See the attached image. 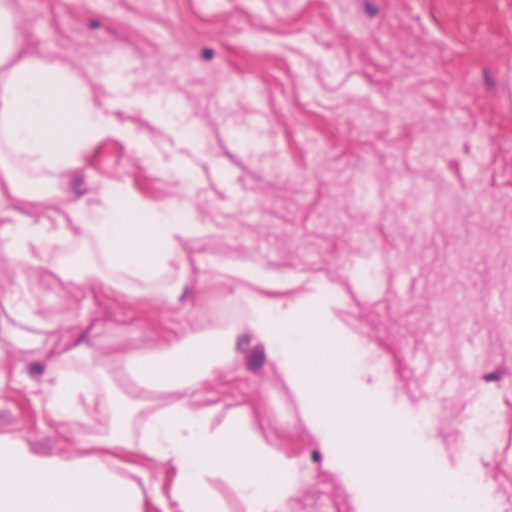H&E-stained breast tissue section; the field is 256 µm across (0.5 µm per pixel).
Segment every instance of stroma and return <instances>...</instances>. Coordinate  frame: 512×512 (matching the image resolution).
Wrapping results in <instances>:
<instances>
[{"label": "stroma", "instance_id": "35a3bbf8", "mask_svg": "<svg viewBox=\"0 0 512 512\" xmlns=\"http://www.w3.org/2000/svg\"><path fill=\"white\" fill-rule=\"evenodd\" d=\"M17 57L50 56L88 83L111 133L88 130L61 196L0 176V226L78 224L118 187L146 214L210 224L185 245L196 304L133 300L105 282L24 284L43 315L89 317L97 349L170 342L216 318L234 357L199 394L216 421L243 415L302 475L289 512H389L353 466H326L308 422L247 332L249 297L330 300L347 380L382 421L512 512V0H9ZM122 72L101 81L99 64ZM188 100L175 109L171 99ZM229 270L217 273L215 259ZM243 267L247 276L236 275ZM16 265L0 250V433L65 452L43 374L68 330L32 360L5 349ZM455 369L434 396L429 370ZM499 436L466 442L486 400ZM144 512H178L172 465L138 461Z\"/></svg>", "mask_w": 512, "mask_h": 512}]
</instances>
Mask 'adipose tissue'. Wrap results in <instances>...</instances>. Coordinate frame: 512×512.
Wrapping results in <instances>:
<instances>
[{"label":"adipose tissue","instance_id":"obj_1","mask_svg":"<svg viewBox=\"0 0 512 512\" xmlns=\"http://www.w3.org/2000/svg\"><path fill=\"white\" fill-rule=\"evenodd\" d=\"M18 39L8 4L0 0V172L13 185L23 170L37 176L68 169L77 150L71 128L104 125L89 96L75 102L62 93L67 86L84 87V80L56 60L17 58ZM105 196L95 219L73 228L62 224L52 233L44 224L6 225L0 248L23 273L46 271L65 280L66 265L37 261L33 252L50 235L76 234L99 247L105 266L127 283L128 297L173 304L191 300L185 288L191 270L181 269L174 281L164 275L185 243L208 238L211 225L180 224L163 209L144 218L125 208L119 191L106 190ZM249 304L248 332L264 345L304 419L317 425L329 468L358 467L389 496L391 512H435L437 504L455 498L452 484L431 477L407 432L378 423L363 388L345 382L324 297L275 307L253 297ZM15 311L39 331L11 334L12 350L38 356L62 319L40 316L36 298L26 292ZM97 332L89 318H82L57 358L61 364L92 362L93 382L52 368L44 375L55 415L67 426L70 449L42 455L22 437L0 434V512H141L145 491L127 474L142 458L175 466L171 495L179 512H228V494L238 512H288L301 483L294 461L245 418L217 424L212 409L197 403L198 390L223 375L234 343L223 320H216L211 334L189 329L173 344L141 346L117 358L93 355L89 339ZM118 362L138 375L131 392L115 387ZM100 402L111 408L108 426L84 431Z\"/></svg>","mask_w":512,"mask_h":512}]
</instances>
